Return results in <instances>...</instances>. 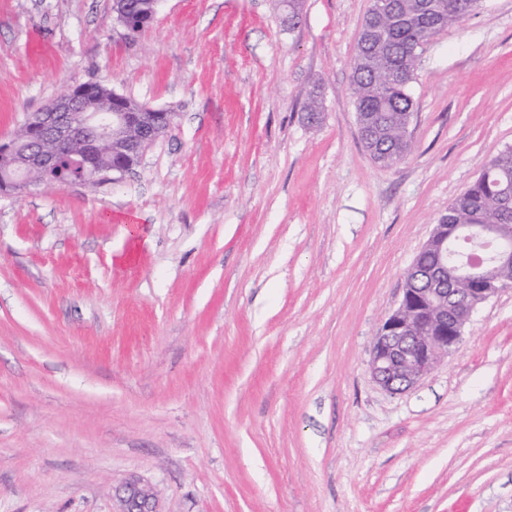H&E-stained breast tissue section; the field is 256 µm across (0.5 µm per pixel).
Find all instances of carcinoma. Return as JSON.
Instances as JSON below:
<instances>
[{
  "mask_svg": "<svg viewBox=\"0 0 512 512\" xmlns=\"http://www.w3.org/2000/svg\"><path fill=\"white\" fill-rule=\"evenodd\" d=\"M483 6V0H389V8L367 15L358 36L351 86L355 111L364 131L362 144L377 163L403 161L412 149L408 125L413 113L410 86L415 79V48L440 29L460 24ZM483 175L441 214L440 224H512V147L482 166ZM476 241L448 243V265L465 259Z\"/></svg>",
  "mask_w": 512,
  "mask_h": 512,
  "instance_id": "carcinoma-1",
  "label": "carcinoma"
}]
</instances>
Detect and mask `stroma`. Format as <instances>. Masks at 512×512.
<instances>
[{
	"instance_id": "35a3bbf8",
	"label": "stroma",
	"mask_w": 512,
	"mask_h": 512,
	"mask_svg": "<svg viewBox=\"0 0 512 512\" xmlns=\"http://www.w3.org/2000/svg\"><path fill=\"white\" fill-rule=\"evenodd\" d=\"M112 4L0 0V135L88 81L173 114L121 183L0 193V512H117L131 477L160 512H512V292L407 393L369 372L512 146V0L422 48L391 167L350 85L370 0H163L132 37Z\"/></svg>"
}]
</instances>
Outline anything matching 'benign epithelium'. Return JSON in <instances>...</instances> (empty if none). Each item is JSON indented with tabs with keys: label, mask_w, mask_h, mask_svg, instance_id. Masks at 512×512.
Masks as SVG:
<instances>
[{
	"label": "benign epithelium",
	"mask_w": 512,
	"mask_h": 512,
	"mask_svg": "<svg viewBox=\"0 0 512 512\" xmlns=\"http://www.w3.org/2000/svg\"><path fill=\"white\" fill-rule=\"evenodd\" d=\"M106 93L110 108L96 111L91 99ZM173 115L163 109L144 106L141 112L126 107V97L101 82L71 87L65 94L27 116L23 125L30 143L23 167L53 174L70 185L104 180L118 182L126 176L132 159L153 144L172 124ZM113 158L112 167L103 171L99 158L103 151ZM29 186L25 174L15 169L0 170V192L18 191ZM457 224H436L424 245L432 250L436 266L417 276L428 281L426 288L404 283L402 300L383 319L375 336L369 369L373 380L390 394H401L415 387L441 357L456 351L464 329L481 304L501 292L512 291L511 280H501L487 269L484 261H467L455 272L459 288H447L440 280L448 270V242L458 238ZM501 248L492 260L512 267V225L493 224ZM119 512H159L151 487L139 479H129L116 489Z\"/></svg>",
	"instance_id": "obj_1"
}]
</instances>
